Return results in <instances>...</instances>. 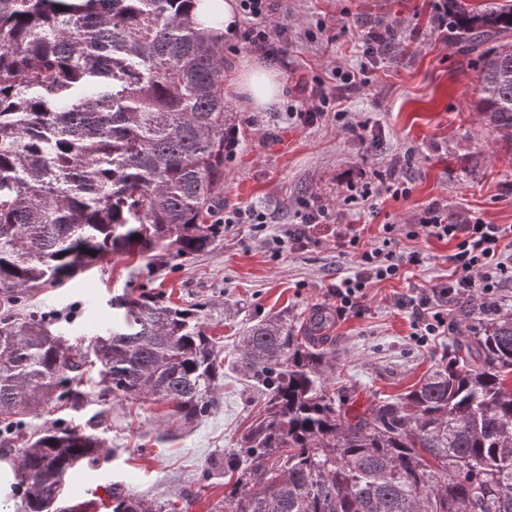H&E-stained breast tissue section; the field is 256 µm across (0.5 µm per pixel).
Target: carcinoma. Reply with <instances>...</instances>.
I'll list each match as a JSON object with an SVG mask.
<instances>
[{
	"label": "carcinoma",
	"instance_id": "carcinoma-1",
	"mask_svg": "<svg viewBox=\"0 0 512 512\" xmlns=\"http://www.w3.org/2000/svg\"><path fill=\"white\" fill-rule=\"evenodd\" d=\"M0 0V290L22 294L114 253L205 251L222 233L227 137L220 0ZM481 53L475 106L512 147V0H448ZM96 339L101 389L210 414L224 364L195 310L150 289L112 297ZM261 318L233 366L262 397L224 463V512H512V312L494 314L402 397L346 408L336 352ZM87 354L33 317L0 321V445L83 374ZM86 429L19 449L23 512H56L96 461ZM112 512H163L112 487Z\"/></svg>",
	"mask_w": 512,
	"mask_h": 512
}]
</instances>
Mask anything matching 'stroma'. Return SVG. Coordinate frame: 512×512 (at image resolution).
<instances>
[{
    "mask_svg": "<svg viewBox=\"0 0 512 512\" xmlns=\"http://www.w3.org/2000/svg\"><path fill=\"white\" fill-rule=\"evenodd\" d=\"M430 0H288L287 16L276 24L288 31L282 60L272 62L283 83L282 98L300 99L314 79L334 86L335 69L353 70L361 61L362 30L380 20L401 31L370 75L369 84L343 99L353 123L373 127L378 139L363 145L357 134L328 121L304 126L229 101L238 128L236 157L226 168V207L254 206L269 217L264 230L249 224L225 228L206 251L179 256L160 252L139 260L115 255L75 276L32 289L15 298L0 293V317H47L74 346H86L112 323L113 296L157 288L173 303L193 305L222 357L233 354L243 330L257 315L301 327L312 309L335 316L332 343L338 359L337 385L349 387L357 408L378 397L405 395L450 353L456 341L474 335L483 322L465 298L450 313L447 335L418 345L411 319L395 299L410 288L446 281L454 243L420 237L401 239L422 262L396 280L374 284L362 314L336 316L329 288L354 266L339 255L334 227L313 228L314 245L276 247L274 238L295 222L301 199L320 197L363 225L371 240L379 222L414 223L432 202L447 206L462 221L512 224V151L494 144L472 105L477 97L479 53L462 52L456 36L430 23ZM326 30H318V23ZM400 161L411 183L409 200L386 199L378 222L346 205V185L359 182L376 165ZM79 402L63 399L26 418L38 434L83 425L107 411L98 428L104 459L79 469L59 500L67 512H112V486L188 512H222L224 459L237 446L257 395L247 379L225 367L217 404L198 424L178 427L169 405L149 398L98 402L91 385L80 386Z\"/></svg>",
    "mask_w": 512,
    "mask_h": 512,
    "instance_id": "35a3bbf8",
    "label": "stroma"
}]
</instances>
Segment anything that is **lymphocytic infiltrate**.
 Wrapping results in <instances>:
<instances>
[{"label": "lymphocytic infiltrate", "mask_w": 512, "mask_h": 512, "mask_svg": "<svg viewBox=\"0 0 512 512\" xmlns=\"http://www.w3.org/2000/svg\"><path fill=\"white\" fill-rule=\"evenodd\" d=\"M238 7L244 23L239 35L242 47L277 59L276 47L282 43L285 29L275 25L273 19L287 13L288 0H239ZM338 78L339 92L321 85L310 103L289 101L288 117L308 126L344 119L339 108L340 91L368 85L369 80L350 71L339 72ZM386 196L396 200L411 196L406 176L393 166L378 173L375 181L362 183L358 194L349 196L348 201L376 217L380 214L379 202ZM297 217V222L276 237L277 245L308 246L313 242L311 230L315 225L332 224L336 227L339 253L355 257L353 272L338 279L330 289L338 315L361 314L373 284L400 278L404 269L421 263L418 252L400 248L396 225H380L374 243L367 244L362 241L357 225L345 223L341 213L319 199L301 201ZM405 235L410 239L425 236L455 244L450 256L454 271L448 281L428 291L411 290L396 301L399 308L411 314L415 341L425 344L431 337L447 332L450 307L462 296H479L478 310L482 313L496 307L500 283L505 275L512 274L511 224H487L480 220L462 223L449 218L445 207L432 203L423 209L417 223L407 226Z\"/></svg>", "instance_id": "f902f5d3"}]
</instances>
